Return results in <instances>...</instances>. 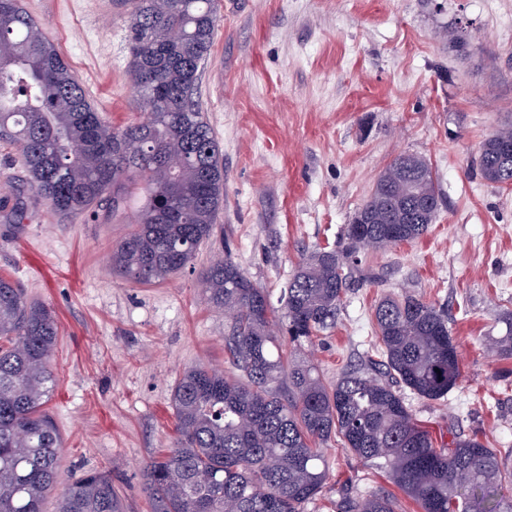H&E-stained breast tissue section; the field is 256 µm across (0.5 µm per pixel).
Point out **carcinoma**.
<instances>
[{"instance_id":"1","label":"carcinoma","mask_w":512,"mask_h":512,"mask_svg":"<svg viewBox=\"0 0 512 512\" xmlns=\"http://www.w3.org/2000/svg\"><path fill=\"white\" fill-rule=\"evenodd\" d=\"M127 48L142 120L114 129L87 99L55 44L22 8L0 0V141L14 145L36 195L60 216L88 213L112 195L118 208L144 194L136 228L112 248V272L141 284L164 281L213 235L224 204V163L201 100L220 17L218 0H131ZM512 125L479 145L481 176L512 186ZM390 163L338 245L302 258L280 308L231 256L202 277L206 303L224 313V352L237 375L205 366L182 373L171 393L176 438L143 467L154 512H303L327 479L322 445L339 439L385 470L420 512H512L502 494L512 471L496 449L460 438L434 448L397 388L440 400L460 381L457 344L444 310L412 294L376 306L377 359L334 383L302 347L332 328L344 295L375 274L366 249L421 238L441 201L430 162L404 154ZM509 330L491 349L512 359ZM54 311L0 276V512H43L59 483L62 437L43 406L56 378ZM56 512H123L107 470L70 483ZM343 512H394L382 494L346 502Z\"/></svg>"}]
</instances>
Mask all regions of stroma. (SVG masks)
Here are the masks:
<instances>
[{
  "instance_id": "35a3bbf8",
  "label": "stroma",
  "mask_w": 512,
  "mask_h": 512,
  "mask_svg": "<svg viewBox=\"0 0 512 512\" xmlns=\"http://www.w3.org/2000/svg\"><path fill=\"white\" fill-rule=\"evenodd\" d=\"M21 4L106 122L140 119L125 0ZM219 16L201 98L224 162V206L213 237L166 282L110 268L141 196L118 212L106 202L59 216L29 189L16 147L0 142V274L59 323L47 409L63 482L105 469L124 512H153L142 468L173 444L180 375L195 365L234 373L224 315L204 300L205 270L231 256L278 302L301 253L334 245L401 154L430 161L441 209L421 238L363 254L375 280L344 296L335 327L306 352L332 383L371 354L384 296L441 307L462 378L444 399L408 392L405 402L435 447L477 437L512 468V359L486 347L512 311V188L476 168L480 142L512 123V0H219ZM324 454L328 478L306 512H342L346 498L376 493L417 512L385 472L337 442Z\"/></svg>"
}]
</instances>
